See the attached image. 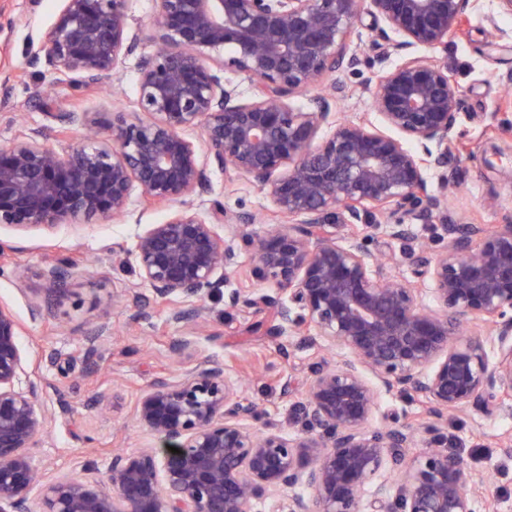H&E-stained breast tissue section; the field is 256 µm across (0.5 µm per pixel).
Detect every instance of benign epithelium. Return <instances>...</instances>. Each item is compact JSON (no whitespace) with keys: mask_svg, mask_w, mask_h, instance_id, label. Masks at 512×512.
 Here are the masks:
<instances>
[{"mask_svg":"<svg viewBox=\"0 0 512 512\" xmlns=\"http://www.w3.org/2000/svg\"><path fill=\"white\" fill-rule=\"evenodd\" d=\"M62 2L32 56L56 82L96 84L143 45L128 0ZM154 2L155 49L137 62V106L151 119L114 112L101 139L96 121L53 112L71 133L61 149L45 128L20 131L0 146V224L51 230L122 216L137 187L172 214L149 225L131 253L112 251V266L134 258L142 282L169 302L213 294L247 253L249 275L277 293L234 290L227 305L271 319L314 351L294 407L301 430L252 431L256 404L223 363L202 359L138 400L137 420L159 446L116 453L103 472L89 463L81 475L48 478L33 452L45 424L39 386L28 378L21 325L0 304V512H258L265 496L269 512H476L481 476L448 449L442 423L467 410L512 412V217L448 223L463 91L446 63L410 58L377 77L383 131L333 117L345 86L318 92L337 69L368 61L345 50L363 13L385 23L392 51H438L463 26L470 0ZM298 95L306 107L293 105ZM325 124L333 129L322 136ZM195 125L200 147L183 135ZM213 166L267 191L288 223L257 234L248 211L218 200L194 208L191 198L210 192ZM379 216L391 220V238L408 243L412 276L371 261ZM414 220L435 225L446 243L412 245ZM332 224L362 232L338 243ZM71 270L65 261L43 267L48 290L63 291ZM473 321L487 334H467ZM383 391L423 398L435 422L394 417L370 428ZM404 448L422 452L407 463ZM284 488L303 492L284 500Z\"/></svg>","mask_w":512,"mask_h":512,"instance_id":"obj_1","label":"benign epithelium"}]
</instances>
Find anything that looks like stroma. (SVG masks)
<instances>
[{"instance_id": "35a3bbf8", "label": "stroma", "mask_w": 512, "mask_h": 512, "mask_svg": "<svg viewBox=\"0 0 512 512\" xmlns=\"http://www.w3.org/2000/svg\"><path fill=\"white\" fill-rule=\"evenodd\" d=\"M59 5V0H0V21L10 25L8 33L0 34V144L11 141L21 127L48 125L50 103L89 113L103 129L116 110L131 121L146 118L137 106L136 57L126 58L117 74L90 88L53 83L43 68L31 65ZM468 15L441 56L464 91L455 133L467 146L448 166L449 179L458 183L448 193V221L496 224L512 215V108L504 104L512 95V85L505 83L512 73V16L499 13L496 0H473ZM380 40L367 15L347 38L348 51L371 57L372 63L357 74H333V81L348 88L337 107L343 118L374 119L376 77L404 59L392 52L376 61L374 45ZM210 179L212 197L226 209L260 216L254 232L273 228L276 216L266 191L216 168ZM167 216V209L149 205L136 192L128 217L120 220L95 216L76 227L28 233L0 225V241L12 247L9 260L0 264V301L23 325L21 345L37 365L39 403L48 415L37 457L47 475L81 474L91 459L103 470L113 452L157 445L134 415L137 399L156 380L173 377L186 363L204 357L223 362L257 405L252 430L276 429L292 436L300 428L291 413L304 395L311 352L298 335H268L258 326L259 315L225 306V294L247 285L239 274L229 273L221 293L201 300V319L176 323L169 318V305L154 302L135 267L113 268V248L133 249L147 225ZM65 258L76 264L66 293L41 321H30L29 306L47 295L43 267ZM128 288L142 294L140 309L123 301ZM189 335L195 338L193 350L173 355L171 343ZM288 379L293 390L287 395L283 383ZM392 416L419 424L429 420L422 399L391 394L383 396L371 425L385 427ZM448 430L456 437L455 449L468 455L485 478L476 490L477 503L492 499L497 512H512V454L502 448L512 438V415L461 413L449 420Z\"/></svg>"}]
</instances>
